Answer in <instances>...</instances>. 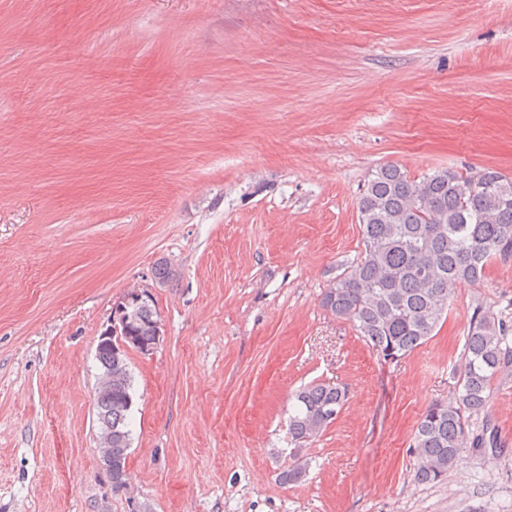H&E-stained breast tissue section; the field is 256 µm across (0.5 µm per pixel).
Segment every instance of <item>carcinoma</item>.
I'll return each mask as SVG.
<instances>
[{"mask_svg":"<svg viewBox=\"0 0 512 512\" xmlns=\"http://www.w3.org/2000/svg\"><path fill=\"white\" fill-rule=\"evenodd\" d=\"M363 250L336 277L321 306L353 324L386 362H396L428 341L448 308L454 289L485 276L494 259L512 255V178L494 169L460 173L441 169L415 178L388 164L371 173L357 202ZM128 349L150 344L159 322L150 298L127 307ZM503 324L490 311L475 313L465 340L460 389L453 401H435L417 425L415 477L441 480L469 440V416L487 411L491 382L512 362ZM101 378L112 395L97 405L100 432L112 431V493L126 487L131 446L132 376L127 349L97 350ZM344 386L313 383L295 394L288 430L298 442L329 425L321 410H342Z\"/></svg>","mask_w":512,"mask_h":512,"instance_id":"1","label":"carcinoma"}]
</instances>
